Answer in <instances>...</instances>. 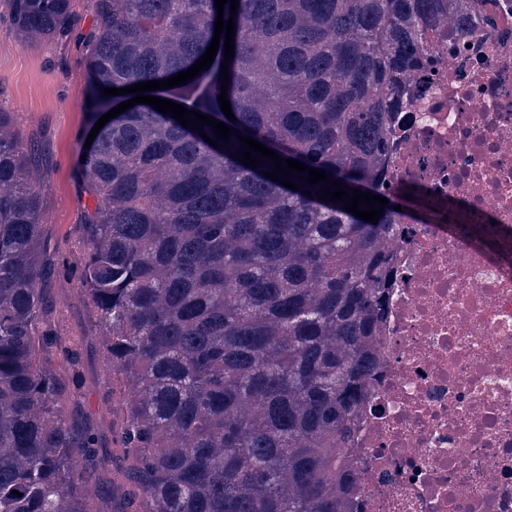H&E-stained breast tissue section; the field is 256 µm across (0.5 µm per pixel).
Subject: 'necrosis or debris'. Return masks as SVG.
Instances as JSON below:
<instances>
[{
	"mask_svg": "<svg viewBox=\"0 0 512 512\" xmlns=\"http://www.w3.org/2000/svg\"><path fill=\"white\" fill-rule=\"evenodd\" d=\"M442 47L409 75L383 192L402 217L378 373L350 442L345 512H512V0H442Z\"/></svg>",
	"mask_w": 512,
	"mask_h": 512,
	"instance_id": "4bbe7bcc",
	"label": "necrosis or debris"
}]
</instances>
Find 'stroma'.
<instances>
[{
    "label": "stroma",
    "instance_id": "stroma-1",
    "mask_svg": "<svg viewBox=\"0 0 512 512\" xmlns=\"http://www.w3.org/2000/svg\"><path fill=\"white\" fill-rule=\"evenodd\" d=\"M75 10L80 21L62 43L24 44L9 18L0 19V107L12 112L24 138L37 141L47 160L40 176L44 229L63 259L54 285L57 330L82 339V404L105 428L111 418L104 403L109 385L103 355L96 345L99 320L83 297L78 273L83 254L78 226L91 204L78 174V142L94 110L85 48L93 17L88 0H75Z\"/></svg>",
    "mask_w": 512,
    "mask_h": 512
}]
</instances>
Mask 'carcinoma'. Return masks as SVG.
Segmentation results:
<instances>
[{
    "instance_id": "obj_1",
    "label": "carcinoma",
    "mask_w": 512,
    "mask_h": 512,
    "mask_svg": "<svg viewBox=\"0 0 512 512\" xmlns=\"http://www.w3.org/2000/svg\"><path fill=\"white\" fill-rule=\"evenodd\" d=\"M72 0H0L20 41L68 39ZM97 92L166 80L214 37L215 0H89ZM437 0H238L187 83L147 92L212 116L284 159L387 198L373 224L293 191L147 104L79 145L93 201L81 289L96 310L112 444L81 404L80 344L55 325L61 259L44 235L42 158L0 109V512H342L351 436L376 362L396 231L371 174ZM135 97L96 98L91 123ZM310 191L306 196L304 191ZM22 496L13 494V491Z\"/></svg>"
}]
</instances>
